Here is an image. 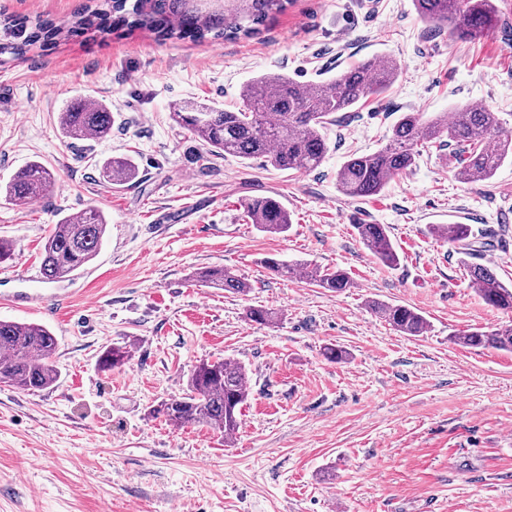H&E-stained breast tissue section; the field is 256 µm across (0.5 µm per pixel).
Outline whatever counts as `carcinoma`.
Wrapping results in <instances>:
<instances>
[{
  "mask_svg": "<svg viewBox=\"0 0 512 512\" xmlns=\"http://www.w3.org/2000/svg\"><path fill=\"white\" fill-rule=\"evenodd\" d=\"M104 0L101 7L77 16L76 26L85 29L130 27L144 29L160 37L205 39L253 36L259 26L282 12L288 0H238L233 11H203L188 0ZM418 15L426 22L448 28L451 35L475 41L495 28L499 13L494 0H413ZM57 27L46 21L32 24L14 19L0 23V55H22L38 41L52 40ZM400 74L398 61L373 58L341 71L335 78L301 85L280 73L263 74L247 83L240 94L242 107L224 109L217 105H184L173 108L171 117L179 126L208 146L211 153L243 159L264 158L277 170L312 171L325 159L329 146L323 130L336 121V114L349 112L361 101L379 98L389 91ZM62 134L82 140L98 139L112 132V112L104 103L77 98L60 113ZM455 143L458 152L456 177L463 183H485L498 168L512 159V132L503 129L498 113L484 106L467 105L453 117L441 113L430 120L415 112H405L393 126L388 143L369 154H352L337 173L343 195L363 199L380 194L396 176L410 170L418 147L441 141ZM112 183L121 185L135 177L136 166L128 158H114L106 165ZM51 181V172L32 161L15 174L3 193L16 202L42 196ZM249 221L261 232L288 231L291 218L283 204L271 196H259L245 203ZM107 229L104 214L88 208L55 224L42 257L41 274L49 282L84 268L98 255ZM361 243L386 266H396L400 257L387 227L383 224H356ZM434 233L456 245L457 252L472 255V230L468 224H436ZM266 268L281 278L306 273L323 288L342 291L352 287L342 270L322 271L304 263L288 265L274 258ZM471 282L491 307L512 313V285L505 284L489 266L467 264ZM195 280L245 295L250 284L230 269L215 266L195 273ZM371 309L395 330L406 336H420L427 320L414 309L399 304L370 302ZM247 318L256 324L273 322L276 313L253 307ZM451 340L472 348H494L512 352V325L493 331L473 330ZM58 342L45 326L35 322L0 320V383L21 391L50 388L59 376L55 355ZM129 345H109L99 354L98 368L107 372L128 363ZM248 371L239 362L202 361L193 369L187 391L161 402L153 413L178 427L206 426L229 440L241 426L247 403Z\"/></svg>",
  "mask_w": 512,
  "mask_h": 512,
  "instance_id": "carcinoma-1",
  "label": "carcinoma"
}]
</instances>
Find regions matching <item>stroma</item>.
Segmentation results:
<instances>
[{
	"label": "stroma",
	"instance_id": "35a3bbf8",
	"mask_svg": "<svg viewBox=\"0 0 512 512\" xmlns=\"http://www.w3.org/2000/svg\"><path fill=\"white\" fill-rule=\"evenodd\" d=\"M100 0H0V20L48 19L59 33L24 56L0 55V186L29 162L52 173L31 204L0 195V320L35 322L58 339L57 382L41 392L0 383V512H512V352L453 335L512 322L471 283L436 224L470 225L477 263L512 280V162L484 184L456 176L451 147L422 149L407 174L353 200L336 175L352 153L385 145L405 112L431 118L468 104L512 129V0L481 40L435 30L412 0H289L260 34L159 39L145 30L73 27ZM401 72L385 97L325 131L313 171L211 154L171 118L185 101L239 106L267 73L324 81L372 56ZM105 103L111 136L63 137L74 98ZM130 157L121 185L103 164ZM257 196L288 210L286 234L245 216ZM108 222L95 260L45 282L43 245L58 220L87 208ZM384 224L400 263L384 266L355 227ZM341 269L333 292L283 279L265 259ZM224 266L241 296L194 280ZM408 306L428 328L405 336L368 307ZM277 312L268 325L245 311ZM130 344L122 368L100 372L109 345ZM337 344L344 362L325 359ZM246 366L250 395L232 442L202 426L175 428L152 407L180 396L204 359Z\"/></svg>",
	"mask_w": 512,
	"mask_h": 512
}]
</instances>
